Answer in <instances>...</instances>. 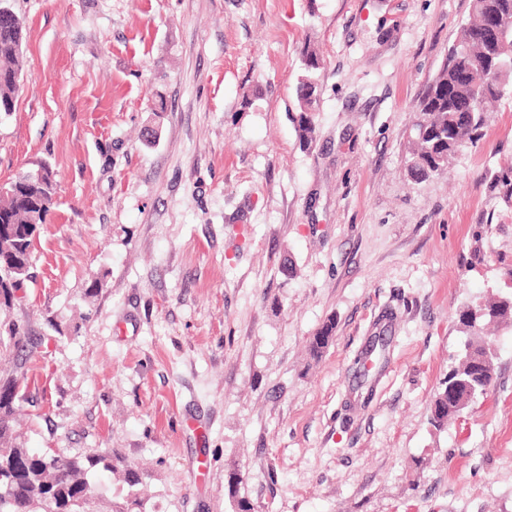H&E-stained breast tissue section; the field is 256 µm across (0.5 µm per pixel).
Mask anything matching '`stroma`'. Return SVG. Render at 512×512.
<instances>
[{
	"label": "stroma",
	"instance_id": "stroma-1",
	"mask_svg": "<svg viewBox=\"0 0 512 512\" xmlns=\"http://www.w3.org/2000/svg\"><path fill=\"white\" fill-rule=\"evenodd\" d=\"M471 5L12 0L24 83L0 185L43 165L58 183L5 314L40 345L27 448L131 463L135 488L96 475L107 508L132 490L141 512H233L235 468L255 512H512V322L487 331L486 402L430 422L460 310L512 299V98L444 173L406 175ZM297 98L301 111L297 117V131L300 143L310 145L315 139V105L318 100V83L312 76H306L297 87Z\"/></svg>",
	"mask_w": 512,
	"mask_h": 512
}]
</instances>
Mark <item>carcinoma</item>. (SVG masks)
I'll return each mask as SVG.
<instances>
[{"label":"carcinoma","instance_id":"carcinoma-1","mask_svg":"<svg viewBox=\"0 0 512 512\" xmlns=\"http://www.w3.org/2000/svg\"><path fill=\"white\" fill-rule=\"evenodd\" d=\"M492 18L512 25V0H473L469 18L460 27L448 49L445 63L429 83L416 106L407 161V176L419 183L442 173L457 150L481 137L485 105L503 98L512 88V67H496L489 63L488 48L482 33ZM25 26L19 16L0 20V112L15 107L18 87L15 78L22 74V45ZM300 112L297 131L300 143L309 145L315 139V105L318 83L312 76L302 79L297 87ZM11 192H0V225L12 226L13 251L0 254V307L12 304L14 290L31 266L34 240L39 227L53 206L56 183L52 174L37 181H14ZM505 300L479 302L464 306L458 314L463 328L475 336L466 351L448 371L455 397L448 400V389L435 396L431 407L432 421L443 426L457 417L459 408L469 402L471 360L485 354L476 340L483 327L472 326V311H486L482 322L503 323L512 319V306ZM0 333V355L12 352H36L38 346L13 323L3 324ZM335 322L328 320L310 341V353L317 357L332 343ZM25 378L14 374L0 376V512H106L95 493L92 474L107 472L128 486L137 484L134 470L118 466L113 455L97 452L68 455L59 449L35 453L26 448L13 425L14 405L23 396ZM241 473H230L229 495L234 512H254L249 499L239 494Z\"/></svg>","mask_w":512,"mask_h":512}]
</instances>
